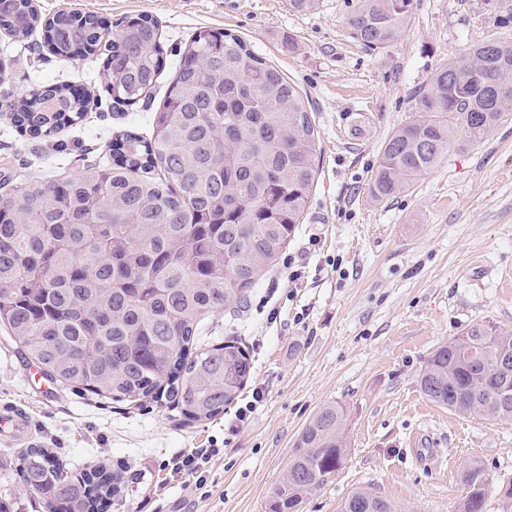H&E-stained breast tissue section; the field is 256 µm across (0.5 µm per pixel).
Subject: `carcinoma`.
Here are the masks:
<instances>
[{"label":"carcinoma","instance_id":"1","mask_svg":"<svg viewBox=\"0 0 512 512\" xmlns=\"http://www.w3.org/2000/svg\"><path fill=\"white\" fill-rule=\"evenodd\" d=\"M413 0H355L351 37L386 47L412 17ZM512 18L459 58L441 61L419 96V118L385 139L369 185L384 202L409 191L448 148L475 146L512 119ZM41 23L32 0H0V27L23 41ZM63 60L82 47L98 56L105 27L94 15L59 13L45 23ZM161 37L147 15L124 21L107 51V91L135 103L158 83ZM89 98L66 84L0 99L36 138L83 120ZM321 154L310 104L284 74L239 37L208 27L184 43L150 132L112 144V161L75 176L27 180L0 194V327L44 374L116 401L160 398L192 421H209L244 390L251 373L235 338L200 343L203 317L245 301L288 247L310 202ZM427 358L419 378L433 403L461 415L512 419L498 389L512 383L499 356L512 336L470 328ZM338 404L305 425L270 512H299L347 454ZM19 473L50 507L95 512L119 493L105 468L70 476L45 449L23 451ZM462 512H484L495 478L478 461L462 472ZM341 512H394L367 490Z\"/></svg>","mask_w":512,"mask_h":512}]
</instances>
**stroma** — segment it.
Segmentation results:
<instances>
[{"mask_svg":"<svg viewBox=\"0 0 512 512\" xmlns=\"http://www.w3.org/2000/svg\"><path fill=\"white\" fill-rule=\"evenodd\" d=\"M42 20L61 11L109 25L147 15L163 30V72L149 99L113 103L103 58L63 61L35 29L26 43L0 31V91L82 86L85 120L48 138L22 137L0 116V193L40 180L72 158H109L117 134H147L181 46L197 28L241 37L277 67L313 110L321 161L310 204L285 254L241 311L212 313L208 341L238 336L252 374L223 415L192 422L154 403L84 395L46 377L0 339V406L28 419V443L68 473L120 469L125 486L111 512H269L302 429L325 404L346 410L347 456L300 512H340L369 490L396 512H459L464 466L481 462L512 484V420L460 416L430 402L419 375L439 345L476 325L512 333V122L481 144L451 147L407 193L379 203L368 185L387 135L417 114L435 66L492 34L485 0H414L410 24L384 49L353 40L352 0H33ZM263 398L253 402L254 390ZM246 421H239L240 410ZM25 443V444H28ZM25 444L0 435V494L13 512H48L27 488L18 457ZM214 448L203 483L173 481L167 462Z\"/></svg>","mask_w":512,"mask_h":512,"instance_id":"1","label":"stroma"}]
</instances>
